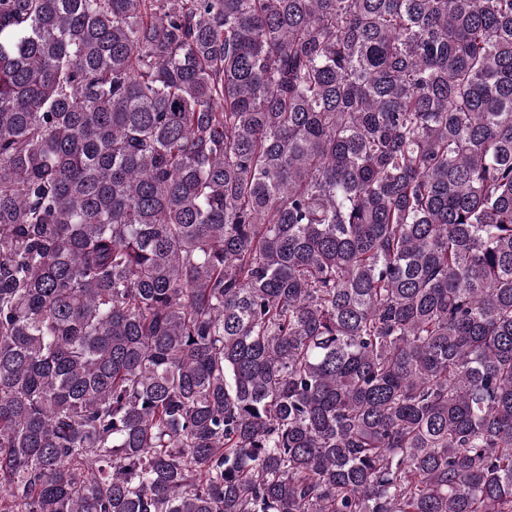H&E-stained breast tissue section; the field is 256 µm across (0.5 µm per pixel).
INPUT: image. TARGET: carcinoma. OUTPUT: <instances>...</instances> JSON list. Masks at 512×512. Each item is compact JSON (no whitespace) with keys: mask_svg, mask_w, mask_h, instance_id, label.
<instances>
[{"mask_svg":"<svg viewBox=\"0 0 512 512\" xmlns=\"http://www.w3.org/2000/svg\"><path fill=\"white\" fill-rule=\"evenodd\" d=\"M0 512H512V0H0Z\"/></svg>","mask_w":512,"mask_h":512,"instance_id":"obj_1","label":"carcinoma"}]
</instances>
